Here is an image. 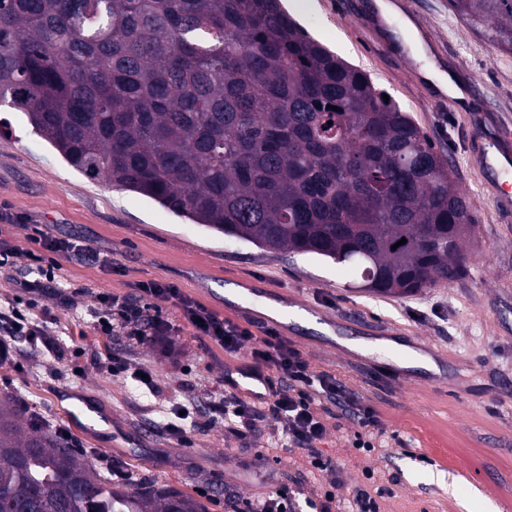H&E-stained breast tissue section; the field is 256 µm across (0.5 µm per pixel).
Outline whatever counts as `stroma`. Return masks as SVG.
I'll list each match as a JSON object with an SVG mask.
<instances>
[{
    "mask_svg": "<svg viewBox=\"0 0 512 512\" xmlns=\"http://www.w3.org/2000/svg\"><path fill=\"white\" fill-rule=\"evenodd\" d=\"M369 3L283 0L316 40L367 72L444 149L476 219L462 276L410 297L358 291L354 275L330 260L228 239L140 194L85 177L32 133L23 113L2 111L0 240L14 258L0 270V305H19L45 321L59 347L49 352L13 341L0 358V395L62 427L60 390L100 404L112 415L111 428H68L71 439L93 460L194 497L205 512H225L228 491L244 500L267 495L275 487L270 471L311 498L367 490L380 512H512V215L500 210L471 151L476 138L493 136L497 122L512 123V53L449 11L448 0H411L422 39L444 46L447 72L475 85L474 111L489 115L487 124H475L471 113L418 85L413 70L431 61L412 53L410 30L360 26L356 12ZM36 228L112 258L102 267L56 256L55 280L71 306L51 295L30 298L20 286ZM150 280L174 284L221 317L258 330L269 305H287L289 342L353 401L328 419L317 443L335 472L310 473L303 452L282 447L264 426L245 439L220 423L181 438L166 431L172 403L200 404L227 389V374L250 365V349L228 355L202 344L167 303L162 314L175 326L169 335L135 344L122 327L109 336L95 330L98 294L130 295ZM243 280L256 291L237 303ZM110 351L150 367L159 395L113 377L103 366ZM361 406L371 407L383 428L369 449L353 445ZM259 451L269 457L263 470L253 464Z\"/></svg>",
    "mask_w": 512,
    "mask_h": 512,
    "instance_id": "35a3bbf8",
    "label": "stroma"
}]
</instances>
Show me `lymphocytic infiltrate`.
<instances>
[{"mask_svg":"<svg viewBox=\"0 0 512 512\" xmlns=\"http://www.w3.org/2000/svg\"><path fill=\"white\" fill-rule=\"evenodd\" d=\"M98 302L106 309L99 326L105 334L111 332L113 322L117 321L140 342L166 335L170 324L159 309L164 302L179 309L201 342L212 343L229 354L251 344V363L244 377L262 384L258 401H250L237 392H225L207 401L209 421L223 423L243 438L255 432L262 422L278 421L284 446L306 450L312 468L317 471H333L332 460L323 457L314 444L327 432L326 405L339 402L342 385L332 375L314 374L287 337L271 328L255 335L249 327L220 317L192 300L177 286L157 280L138 283L134 295L129 297L99 294ZM17 336L27 337L33 345L42 344L49 351L56 344L47 326L32 323L26 315L12 309L0 315V340L8 342Z\"/></svg>","mask_w":512,"mask_h":512,"instance_id":"lymphocytic-infiltrate-1","label":"lymphocytic infiltrate"}]
</instances>
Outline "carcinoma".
<instances>
[{
  "mask_svg": "<svg viewBox=\"0 0 512 512\" xmlns=\"http://www.w3.org/2000/svg\"><path fill=\"white\" fill-rule=\"evenodd\" d=\"M448 6L512 52V0ZM383 94L281 0H0V108L75 170L411 295L462 275L476 224L444 151ZM0 512L201 508L113 479L4 395Z\"/></svg>",
  "mask_w": 512,
  "mask_h": 512,
  "instance_id": "cac0c4a2",
  "label": "carcinoma"
}]
</instances>
